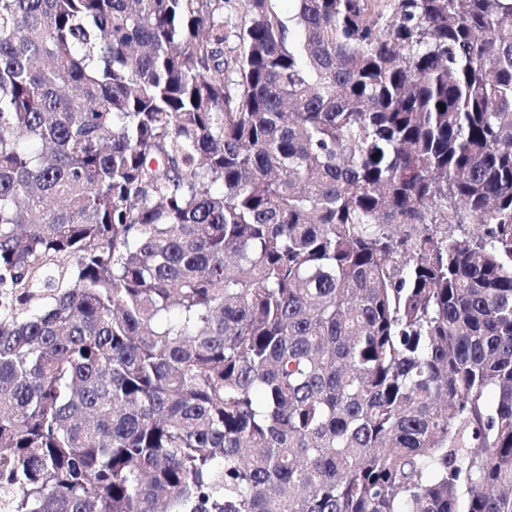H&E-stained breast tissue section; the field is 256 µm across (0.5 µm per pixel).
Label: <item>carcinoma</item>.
<instances>
[{
  "label": "carcinoma",
  "instance_id": "obj_1",
  "mask_svg": "<svg viewBox=\"0 0 512 512\" xmlns=\"http://www.w3.org/2000/svg\"><path fill=\"white\" fill-rule=\"evenodd\" d=\"M294 2L0 0L10 512H512V0Z\"/></svg>",
  "mask_w": 512,
  "mask_h": 512
}]
</instances>
